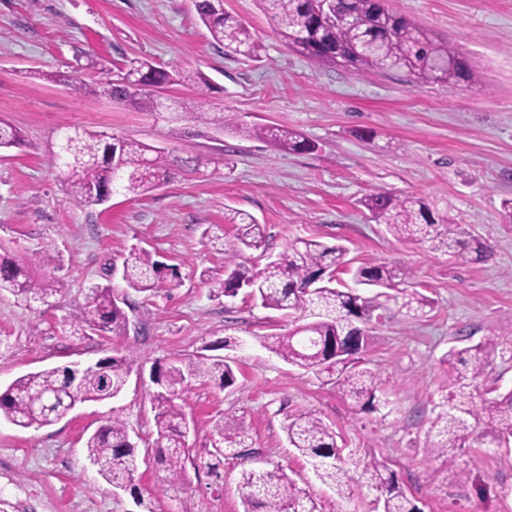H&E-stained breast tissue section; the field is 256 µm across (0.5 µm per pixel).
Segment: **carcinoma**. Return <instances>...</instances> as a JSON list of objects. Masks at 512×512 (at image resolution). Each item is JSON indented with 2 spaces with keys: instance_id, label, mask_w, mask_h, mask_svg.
I'll use <instances>...</instances> for the list:
<instances>
[{
  "instance_id": "1",
  "label": "carcinoma",
  "mask_w": 512,
  "mask_h": 512,
  "mask_svg": "<svg viewBox=\"0 0 512 512\" xmlns=\"http://www.w3.org/2000/svg\"><path fill=\"white\" fill-rule=\"evenodd\" d=\"M288 44L300 54L319 62L341 66L356 75L369 72L407 71L421 85L461 81L473 83L477 75L466 57L444 40H436L407 16L387 9L382 0H333L337 18L323 19L316 0H262ZM197 14L209 31L213 43L226 56L256 57L261 44L234 16L224 12V0H195ZM42 78L69 86L82 96L97 100L104 95L103 84L73 78L63 73ZM185 83L205 89L209 80L199 71H169L147 60L130 62L109 78L112 101L138 109L142 96L154 88ZM175 119L197 126L215 121L248 136L269 140L289 153L305 152L313 144L298 132L285 127L243 126L230 114L216 117L206 108L201 96L181 102ZM18 129L0 121V149L21 145ZM54 158L62 161L69 199L87 206L100 202L99 193L110 194L116 186L147 195L168 183L169 167L157 148L136 139L107 138L88 130H67L60 136ZM374 221L387 225L399 241L426 244L435 251L452 254L464 261H482L489 247L467 235L449 216L421 198L401 197L378 191L365 199ZM236 226L237 245L241 249H265L263 225L248 214L236 212L224 216ZM347 249L328 246L318 240L300 238L289 243L254 275L235 268L216 285L218 292L236 296L249 289V296L266 309L298 312L304 323L286 335L265 337V347L285 362L306 370H319L325 364L338 365L336 390L353 399L359 409H376L377 393L385 381L380 373L365 367L356 358L368 340V328L375 312L392 302L412 317L425 314L430 300L407 287L412 273L387 262L364 264L353 275L354 282L372 291L341 290L334 286L336 270L348 264ZM57 265L50 247L35 258L19 262H0V290H7L27 304L50 305L56 294L53 282L36 287L27 269ZM124 287L139 293L154 294L163 278V265L152 260L142 248L131 249L122 260ZM84 332L121 335L127 331V316L119 305L112 286L91 287L85 306L75 315ZM498 343L491 336L465 350L451 349L442 358L448 365V395L431 421L425 448L430 461L453 464L456 450L464 447L479 424L484 430L479 442L489 441L501 448L512 445V390L488 397L482 390V377L488 358ZM133 359L117 353L105 357L102 367L73 380L65 365L29 373L0 390V417L20 428L44 427L68 415L72 401L106 402L120 396L131 374ZM219 377L225 387L234 383L230 361L220 356L198 355L179 364H168L158 374L157 390L152 394L155 412V458L166 471L164 482L178 484L185 479L190 450L184 447V383L189 378ZM224 447L216 454L240 455L248 447L243 430L224 432L216 425ZM289 447L306 458L319 480L334 487L343 497L351 493L344 476L347 466L360 470L362 485L377 493L382 512H419L399 489L395 475L384 462L344 457L336 444L335 432L316 414L301 412L286 427ZM87 458L100 463L98 473L115 489L134 487L140 466L135 443L128 427L112 419L97 428L85 441ZM240 488L244 512H319L312 493L281 470H252L242 473Z\"/></svg>"
}]
</instances>
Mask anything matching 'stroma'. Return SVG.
<instances>
[{"instance_id":"35a3bbf8","label":"stroma","mask_w":512,"mask_h":512,"mask_svg":"<svg viewBox=\"0 0 512 512\" xmlns=\"http://www.w3.org/2000/svg\"><path fill=\"white\" fill-rule=\"evenodd\" d=\"M385 3L462 51L478 82L420 86L405 71L356 76L318 64L288 47L261 0H224L259 40L254 58L212 45L193 0H0V119L26 139L0 154V257L47 246L61 255L59 266L32 271L34 281L55 280L50 305L0 292V389L116 349L133 357L116 399L82 404L40 428L0 420V512H243L241 474L259 466L283 468L313 492L321 512H381L375 493L358 487L339 497L289 447L285 428L304 411L335 431L344 452L384 461L421 512H512V447L472 438L454 463L424 457L430 422L448 394L441 359L449 349L496 338L483 384L512 388V224L499 220L512 198V0ZM91 57L111 69L142 58L202 72L212 111L247 126L297 130L315 148L288 153L218 126L169 122L168 108L196 95L190 86L170 85L157 107L134 110L27 76L80 77ZM63 128L151 144L171 179L147 195L121 191L102 205L76 204L49 164ZM380 190L436 203L486 242L490 257L463 262L397 241L363 205ZM230 209L265 227V250L239 258L246 268L262 269L290 242L312 238L346 247L349 264L336 272L343 286H353L354 267L376 259L412 271L413 288L432 308L417 319L390 309L361 353L386 382L377 410H355L337 392L335 367L307 372L263 346V337L288 333L293 319L261 307L247 290L218 294L216 283L229 273L225 251L235 243V227L224 221ZM134 245L178 277H164L152 295L128 292L124 335L83 332L74 317L91 287L104 284V263ZM224 339L235 382L189 380L192 455L185 481L166 485L152 448L153 370ZM113 417L126 422L143 460L132 493L114 490L85 457L87 436ZM220 425L245 429L251 447L215 460Z\"/></svg>"}]
</instances>
